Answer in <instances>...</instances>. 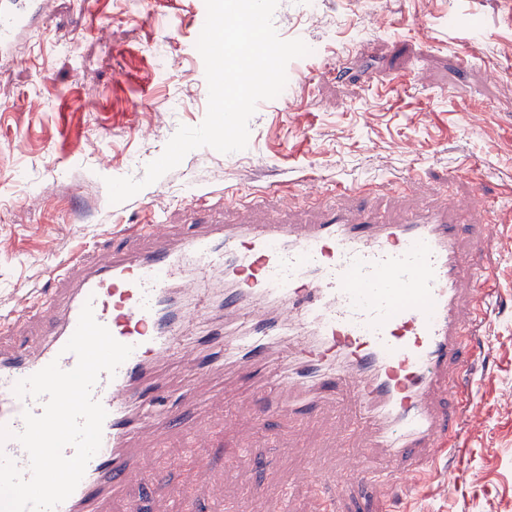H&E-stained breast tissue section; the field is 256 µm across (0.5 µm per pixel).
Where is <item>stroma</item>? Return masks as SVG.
Listing matches in <instances>:
<instances>
[{"label":"stroma","instance_id":"1","mask_svg":"<svg viewBox=\"0 0 512 512\" xmlns=\"http://www.w3.org/2000/svg\"><path fill=\"white\" fill-rule=\"evenodd\" d=\"M279 0V38L312 52L287 66L288 96L260 101L245 150L203 147L120 204L106 178H142L179 126L207 111L204 61L196 48L204 0H19L21 22L0 49V314H15L46 285L50 265L108 239L119 224L158 214L179 223L197 190L292 198V223L315 221L307 182L343 184L339 204L373 201L389 216L414 202L383 177L416 181L420 191L493 202L499 231L481 256L496 301L478 334L486 352L466 387L473 425L449 457L455 484L421 479L394 502L385 488L343 486L336 471L359 448L328 446L331 432L359 424L353 396L339 392L313 425L286 440L225 427L245 412L254 376L223 366L200 382L204 413L217 434L204 467L168 472L162 495L130 486L112 512L141 501L166 512L190 494L199 512L248 500L266 512L276 487L262 469L227 463L245 442L262 460L279 459L294 485L291 512H512V0ZM470 55L468 69L458 59ZM320 451L321 490L304 476L301 449Z\"/></svg>","mask_w":512,"mask_h":512}]
</instances>
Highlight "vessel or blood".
<instances>
[{
	"label": "vessel or blood",
	"instance_id": "obj_1",
	"mask_svg": "<svg viewBox=\"0 0 512 512\" xmlns=\"http://www.w3.org/2000/svg\"><path fill=\"white\" fill-rule=\"evenodd\" d=\"M16 24L10 0H0V47L11 41ZM308 195L321 213L313 224L280 220L286 200L274 194L257 203L246 195L230 199L243 211L262 207L272 216L269 223L222 224L209 218L214 196H194L186 224L155 218L141 226L146 251L96 243L77 268H50L62 296L34 303L7 326L12 332L20 323L45 320V309H58L55 320L45 321V347L34 358L0 349V426L12 433L1 452L28 470L15 435L24 428L23 412L41 414L44 402L18 397L14 386L53 361L65 370L75 367V354L63 347L84 304L117 341L133 348L116 373L100 374L92 390L107 411L101 447L55 512H111L113 496L135 481L160 493L159 474L185 461L164 456L156 464L139 463V428L156 430L162 440L178 434L194 446L213 439V429L187 419L188 407L208 410L209 396L189 390L182 406H168L167 389L152 370L156 362L174 360L190 376L205 374L201 354L183 352L180 334L208 310L205 289L217 270L224 273V323L214 341L225 366L260 376L248 413L229 418L228 426L274 439L277 417L312 424L330 392L351 385L364 416L365 444L390 467L380 473L363 462L338 475V482L406 489L417 471L435 469L457 448L467 405L448 395L454 379L473 367V321L490 310L480 256L492 239L491 225H483L470 251L460 248L463 218L481 198L452 200L440 210L421 207L390 224L373 203L350 212L319 186ZM464 293L478 304L468 321L458 313Z\"/></svg>",
	"mask_w": 512,
	"mask_h": 512
}]
</instances>
